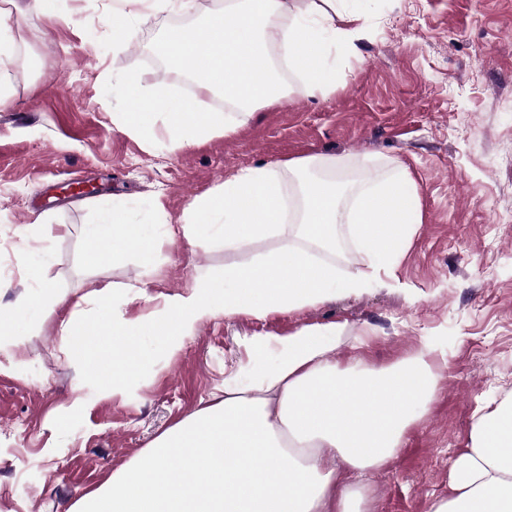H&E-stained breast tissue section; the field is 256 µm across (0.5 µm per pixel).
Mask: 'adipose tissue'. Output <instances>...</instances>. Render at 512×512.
Instances as JSON below:
<instances>
[{"instance_id":"adipose-tissue-1","label":"adipose tissue","mask_w":512,"mask_h":512,"mask_svg":"<svg viewBox=\"0 0 512 512\" xmlns=\"http://www.w3.org/2000/svg\"><path fill=\"white\" fill-rule=\"evenodd\" d=\"M336 2L296 11L290 0H236L212 12L201 27L166 32L162 50L170 72L188 76L196 70L200 45H208L224 79L197 77L198 91L238 100L247 109L281 96L268 61L271 46L286 54L301 92L322 94L342 79L333 51L358 52L359 31L337 26ZM122 94L133 108L119 113V129L151 146L162 139L176 151L240 125L171 96L147 99L133 74L124 79ZM309 166L332 170L336 160L311 156L280 169H240L212 194L193 200L176 230L128 223L124 208L112 207L84 232L89 261L109 264L131 249L151 269L163 241L179 237L191 246L220 237L225 246L250 249L279 233L286 221L284 173ZM300 191L304 239L332 243L337 226L349 225L376 269L394 263L419 221L418 190L402 169L356 190L347 208L336 181L318 179ZM366 285L362 272L338 275L308 250L293 247L201 277L190 291L163 296L142 318L114 322L104 313L96 326L107 343L80 342L88 325L73 317L62 321L61 333L69 338L67 358L97 368L99 391L109 395L141 370L143 337L163 339L176 350L215 314L262 319ZM343 330L333 322L252 337L251 349L269 354L267 365L246 378L231 373L222 400L167 430L71 512H359L367 473L398 454L438 392V350L426 343L411 357L377 369L359 355L340 360ZM429 512H512V398L476 414L470 445L451 467V493L435 499Z\"/></svg>"}]
</instances>
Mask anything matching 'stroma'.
<instances>
[{"label": "stroma", "instance_id": "1", "mask_svg": "<svg viewBox=\"0 0 512 512\" xmlns=\"http://www.w3.org/2000/svg\"><path fill=\"white\" fill-rule=\"evenodd\" d=\"M215 3L141 13L122 39L108 23L112 0H61L58 20L6 18L16 61L11 105L0 111V304L43 313L0 353V512H70L162 433L223 398L229 371L267 364L250 347L258 334L340 322L341 356L371 332L359 352L375 366L424 341L444 358L429 411L367 476L372 512H429L450 492L476 410L512 394V234L496 221L512 199V0H341L362 36L357 55L337 51L343 78L332 93H287L235 132L174 152L118 129L113 113L130 109L118 94L123 78L138 72L153 90L157 40L175 24L200 26ZM311 155L336 156L369 182L406 169L421 222L392 268L313 308L261 320L215 315L173 352L148 342L147 368L121 394L100 396L93 371L66 359L59 333L63 319L98 316L94 290L114 288L110 308L130 320L146 305L124 300L125 286L181 293L200 275L303 240L289 222L249 251L179 239L163 244L155 268L131 251L98 266L86 259L83 226L115 205L133 224H174L230 173ZM50 224L69 231L48 233ZM42 253L45 297L23 275ZM79 396L86 405L70 414Z\"/></svg>", "mask_w": 512, "mask_h": 512}]
</instances>
